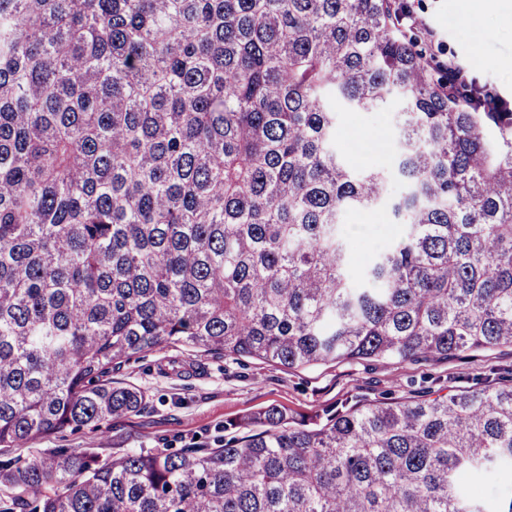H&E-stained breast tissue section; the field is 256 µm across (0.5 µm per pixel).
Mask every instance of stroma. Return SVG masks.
Listing matches in <instances>:
<instances>
[{"instance_id": "obj_1", "label": "stroma", "mask_w": 512, "mask_h": 512, "mask_svg": "<svg viewBox=\"0 0 512 512\" xmlns=\"http://www.w3.org/2000/svg\"><path fill=\"white\" fill-rule=\"evenodd\" d=\"M403 2L412 19L403 34L415 38L434 77L447 76L448 64H455L474 85L512 105V21L489 15L481 26H474L467 21L461 0ZM339 127L355 131L361 144L358 153L343 154L344 163L353 169H385L391 174L389 193H399L401 184L393 177L397 131L391 111L346 112ZM343 226L353 241V259L358 263L386 248L398 233L383 206L346 214ZM477 377L512 381V347L448 361H342L292 369L169 347L140 354L112 374L114 384L144 393L138 413L97 430L52 433L27 444L26 449L88 451L109 461L141 449L179 448L194 437L214 443L223 438L225 425L270 405L312 420L345 401L404 402L430 393L444 394L452 386H471Z\"/></svg>"}]
</instances>
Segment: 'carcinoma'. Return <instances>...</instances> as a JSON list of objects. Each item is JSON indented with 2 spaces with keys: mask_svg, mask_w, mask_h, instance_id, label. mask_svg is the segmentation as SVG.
I'll return each instance as SVG.
<instances>
[{
  "mask_svg": "<svg viewBox=\"0 0 512 512\" xmlns=\"http://www.w3.org/2000/svg\"><path fill=\"white\" fill-rule=\"evenodd\" d=\"M390 0H0V446L138 412L172 345L287 368L512 347V109L436 79ZM396 99L390 198L336 150ZM389 199L359 270L346 213ZM217 448L0 460V512H512V384Z\"/></svg>",
  "mask_w": 512,
  "mask_h": 512,
  "instance_id": "1",
  "label": "carcinoma"
}]
</instances>
